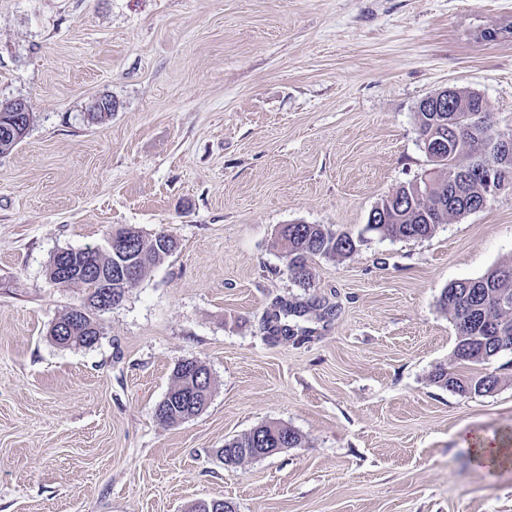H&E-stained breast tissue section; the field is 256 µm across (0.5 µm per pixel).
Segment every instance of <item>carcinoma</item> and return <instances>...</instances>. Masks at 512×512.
Wrapping results in <instances>:
<instances>
[{
    "instance_id": "obj_1",
    "label": "carcinoma",
    "mask_w": 512,
    "mask_h": 512,
    "mask_svg": "<svg viewBox=\"0 0 512 512\" xmlns=\"http://www.w3.org/2000/svg\"><path fill=\"white\" fill-rule=\"evenodd\" d=\"M417 119L421 137L443 139L445 154L442 161L430 164L419 180L395 188L372 209L375 223L366 224V230L383 237L425 239L439 225L485 208L493 197L486 179L490 166L495 175L512 180V135L505 136L496 129L481 94L459 90L450 109L423 101ZM279 243L289 274L304 286L312 278V258L346 257L356 249L350 235L324 224H285ZM176 249L168 234L151 238L140 234L125 249L96 252L79 261L89 268L111 272L112 294L120 298L125 293L126 268L138 269L139 281ZM438 305L455 327L457 363H483L504 350H512V264L448 285L440 293ZM297 312L295 306H280V312L266 321L268 335L275 339L294 335V330L281 322V316ZM100 334L101 327L88 319L58 322L49 331L51 340L62 348H89L98 342ZM191 364L186 360L176 366L173 386L155 409L157 419L164 424L196 416L210 401V375L205 366L192 369ZM433 382L459 394L489 393L498 385V377L492 373L466 377L439 367ZM300 443L299 434L284 424H261L224 443V466L235 469L260 459L259 448L288 449Z\"/></svg>"
}]
</instances>
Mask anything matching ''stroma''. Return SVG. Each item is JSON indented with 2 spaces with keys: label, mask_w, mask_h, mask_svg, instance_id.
I'll list each match as a JSON object with an SVG mask.
<instances>
[{
  "label": "stroma",
  "mask_w": 512,
  "mask_h": 512,
  "mask_svg": "<svg viewBox=\"0 0 512 512\" xmlns=\"http://www.w3.org/2000/svg\"><path fill=\"white\" fill-rule=\"evenodd\" d=\"M510 27L512 0H0V103L33 114L0 154V512H512V465L469 445L512 435V350L493 392L431 379L459 369L442 289L512 261V189L425 239L365 229L428 167L423 99L478 92L512 133V38L486 37ZM285 224L356 249L301 285ZM121 226L179 247L97 312L95 345L56 346L85 293L51 258ZM285 303L307 313L267 339ZM187 359L211 401L161 423ZM270 422L300 445L225 468V440ZM281 311L283 313V316H286V318L288 317V314L301 313V311H298L297 305H281L280 311H278V313L275 312L271 317H269L265 324V330L271 338L278 339L280 336L290 337L295 335L294 330L291 329L290 326H288V324L281 323Z\"/></svg>",
  "instance_id": "obj_1"
}]
</instances>
